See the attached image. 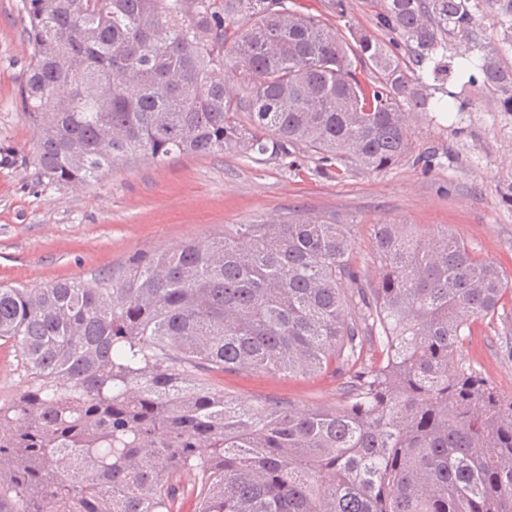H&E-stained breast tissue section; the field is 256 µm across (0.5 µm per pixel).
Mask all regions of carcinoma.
<instances>
[{
	"mask_svg": "<svg viewBox=\"0 0 512 512\" xmlns=\"http://www.w3.org/2000/svg\"><path fill=\"white\" fill-rule=\"evenodd\" d=\"M377 36L286 0H21L32 53L19 94L33 162L59 185L183 154L270 156L341 178L405 158L434 62L512 113L489 5L370 0ZM352 225L290 214L234 224L123 271L0 285V341L26 388L0 403V512H512V398L455 359L512 299L508 273L446 229L379 224L369 280ZM333 370L345 400L244 411L210 374ZM499 26L497 24V18L495 13L484 10L481 16L480 34L482 46H495L500 51L505 64H512V50L508 49V46H504L499 42Z\"/></svg>",
	"mask_w": 512,
	"mask_h": 512,
	"instance_id": "1",
	"label": "carcinoma"
}]
</instances>
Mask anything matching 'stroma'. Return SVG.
<instances>
[{"label":"stroma","instance_id":"obj_1","mask_svg":"<svg viewBox=\"0 0 512 512\" xmlns=\"http://www.w3.org/2000/svg\"><path fill=\"white\" fill-rule=\"evenodd\" d=\"M337 18L331 0H298L303 11L332 25L371 29L369 0H347ZM20 0H0V283L42 287L119 270L135 255L178 249L223 234L229 224L275 221L293 211L336 217L352 225L354 262L375 277V225L411 224L422 233L449 228L487 259L512 273V206L502 192L512 183V115L491 96L473 94L461 115L413 117L418 148L436 150L439 163L422 174L403 161L381 172L350 165L339 179L317 176L314 156L301 172L281 159L224 154L174 156L115 166L99 179L60 186L31 161L37 139L21 106L31 49ZM512 305L483 324L458 349V360L481 371L512 396ZM242 407L285 398L296 407H332L341 379L227 373L217 378Z\"/></svg>","mask_w":512,"mask_h":512}]
</instances>
